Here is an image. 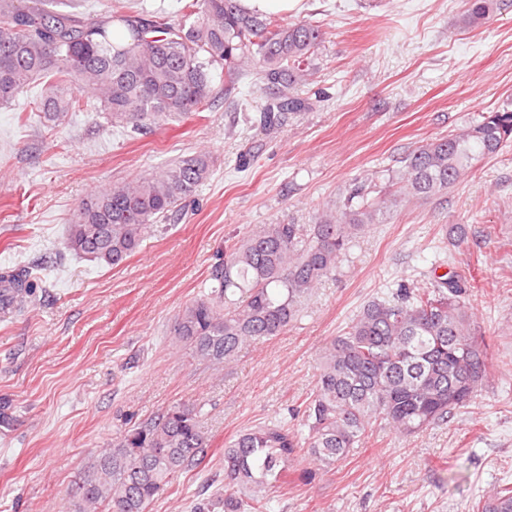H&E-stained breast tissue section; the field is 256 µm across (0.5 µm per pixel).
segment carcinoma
<instances>
[{"mask_svg":"<svg viewBox=\"0 0 512 512\" xmlns=\"http://www.w3.org/2000/svg\"><path fill=\"white\" fill-rule=\"evenodd\" d=\"M48 0H0V103L43 84L37 110L63 125L71 112L100 105L108 123L148 134L208 109L210 69L250 77L267 99L266 118L309 108L299 95L325 32L310 21L281 24L245 11L238 0H184L180 17L144 16L110 2L66 13ZM463 23L476 27L497 0H466ZM512 143V110L486 112L473 125L416 148L395 177L399 194L367 200L359 190L311 224H260L212 271L209 293L177 315L173 334L216 368L251 344L283 334L348 248L403 199L444 193L474 161ZM212 172L203 152L114 184L82 200L65 245L117 266L155 223L191 200ZM40 270L0 271V315L22 311L41 287ZM472 285L452 272L424 286L403 285L365 304L344 332L321 348L315 386L298 424L271 420L224 444L223 512H267L266 491L299 458L317 471L343 460L372 427L402 437L448 422L482 391L492 366L485 333L468 300ZM200 409L170 408L102 449L85 467L75 512H147L204 456ZM475 512H512V485H498Z\"/></svg>","mask_w":512,"mask_h":512,"instance_id":"carcinoma-1","label":"carcinoma"}]
</instances>
